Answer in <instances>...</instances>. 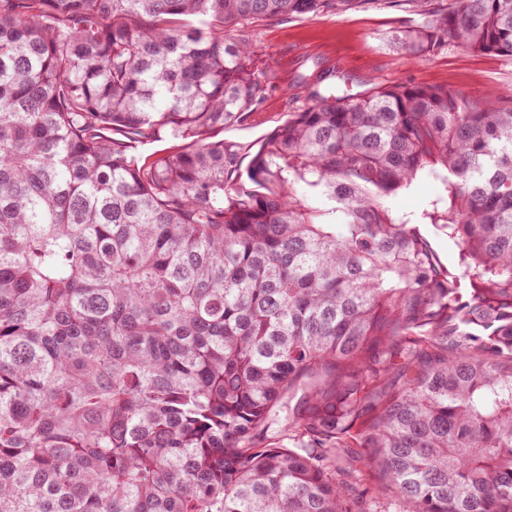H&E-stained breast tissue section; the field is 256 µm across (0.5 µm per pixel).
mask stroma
<instances>
[{
  "label": "stroma",
  "instance_id": "obj_1",
  "mask_svg": "<svg viewBox=\"0 0 512 512\" xmlns=\"http://www.w3.org/2000/svg\"><path fill=\"white\" fill-rule=\"evenodd\" d=\"M415 20L413 13L378 5L340 15L271 20L241 28V35L261 49L273 88L259 112L245 122L226 126L219 131V138L253 145L285 123L292 96L299 91L300 76L310 74L317 64L335 71L333 87L340 94L390 83L440 86L476 97L489 90L512 92L510 56L454 47L418 62L390 48V31Z\"/></svg>",
  "mask_w": 512,
  "mask_h": 512
}]
</instances>
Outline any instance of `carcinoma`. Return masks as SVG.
<instances>
[{
  "mask_svg": "<svg viewBox=\"0 0 512 512\" xmlns=\"http://www.w3.org/2000/svg\"><path fill=\"white\" fill-rule=\"evenodd\" d=\"M432 2L0 0V512H512V94L319 72L211 139L245 23L512 56V0Z\"/></svg>",
  "mask_w": 512,
  "mask_h": 512,
  "instance_id": "obj_1",
  "label": "carcinoma"
}]
</instances>
